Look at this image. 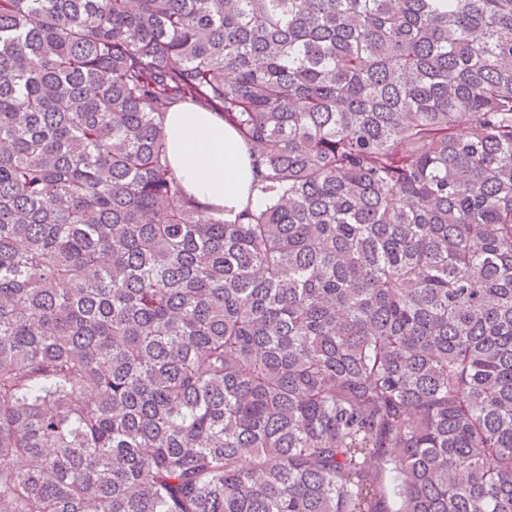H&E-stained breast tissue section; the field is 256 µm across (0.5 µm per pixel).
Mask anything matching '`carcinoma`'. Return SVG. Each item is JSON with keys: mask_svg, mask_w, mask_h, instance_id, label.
Listing matches in <instances>:
<instances>
[{"mask_svg": "<svg viewBox=\"0 0 512 512\" xmlns=\"http://www.w3.org/2000/svg\"><path fill=\"white\" fill-rule=\"evenodd\" d=\"M0 512H512V0H0ZM169 161L186 193L224 210V218L260 201L250 192L253 170L247 147L217 112L182 106L168 112Z\"/></svg>", "mask_w": 512, "mask_h": 512, "instance_id": "carcinoma-1", "label": "carcinoma"}]
</instances>
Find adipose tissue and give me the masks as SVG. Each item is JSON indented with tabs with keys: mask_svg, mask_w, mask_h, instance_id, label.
Returning a JSON list of instances; mask_svg holds the SVG:
<instances>
[{
	"mask_svg": "<svg viewBox=\"0 0 512 512\" xmlns=\"http://www.w3.org/2000/svg\"><path fill=\"white\" fill-rule=\"evenodd\" d=\"M165 133L169 161L186 193L233 218L259 200L248 151L236 131L215 112L182 106L168 112Z\"/></svg>",
	"mask_w": 512,
	"mask_h": 512,
	"instance_id": "ef3b65f1",
	"label": "adipose tissue"
}]
</instances>
